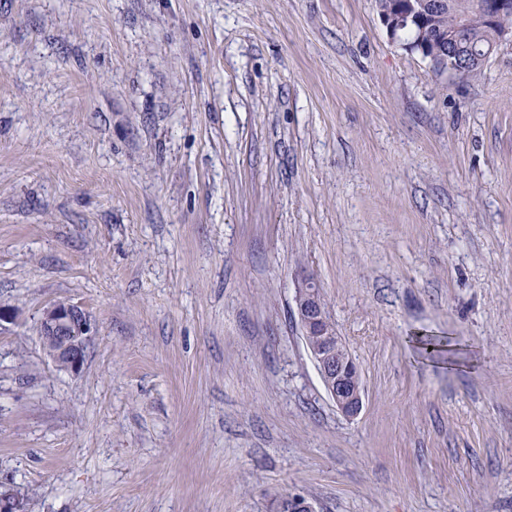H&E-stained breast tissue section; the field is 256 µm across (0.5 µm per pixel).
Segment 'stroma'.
I'll use <instances>...</instances> for the list:
<instances>
[{"mask_svg":"<svg viewBox=\"0 0 512 512\" xmlns=\"http://www.w3.org/2000/svg\"><path fill=\"white\" fill-rule=\"evenodd\" d=\"M406 42L376 0H0V491L512 512V43L461 78ZM57 302L97 327L76 373L37 332ZM416 332L459 364L415 362ZM319 285L305 277L298 286L295 305L307 349L336 410L353 419L363 408L360 370L351 355L340 345L333 322L323 306Z\"/></svg>","mask_w":512,"mask_h":512,"instance_id":"35a3bbf8","label":"stroma"}]
</instances>
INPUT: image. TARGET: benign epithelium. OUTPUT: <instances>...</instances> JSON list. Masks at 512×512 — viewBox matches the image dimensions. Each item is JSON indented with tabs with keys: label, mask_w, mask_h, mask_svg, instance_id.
I'll list each match as a JSON object with an SVG mask.
<instances>
[{
	"label": "benign epithelium",
	"mask_w": 512,
	"mask_h": 512,
	"mask_svg": "<svg viewBox=\"0 0 512 512\" xmlns=\"http://www.w3.org/2000/svg\"><path fill=\"white\" fill-rule=\"evenodd\" d=\"M448 8L447 0H397L396 8L381 17L390 37L395 38L411 22H423L426 28L434 26L437 15ZM512 13V0H485L473 14L460 19V27L476 22L494 24ZM441 68L456 75L462 72V54L456 36L448 33V56ZM298 320L307 349L318 369L322 383L336 410L353 419L363 408V389L360 370L352 356L340 345L333 322L323 306L319 285L306 277L295 295ZM94 327L87 313L78 305L58 302L47 307L39 321V335L43 345L57 366L76 373L83 366L88 337ZM23 496L0 492V512H21ZM278 512H320L312 499L298 493L285 496Z\"/></svg>",
	"instance_id": "7a95c632"
}]
</instances>
